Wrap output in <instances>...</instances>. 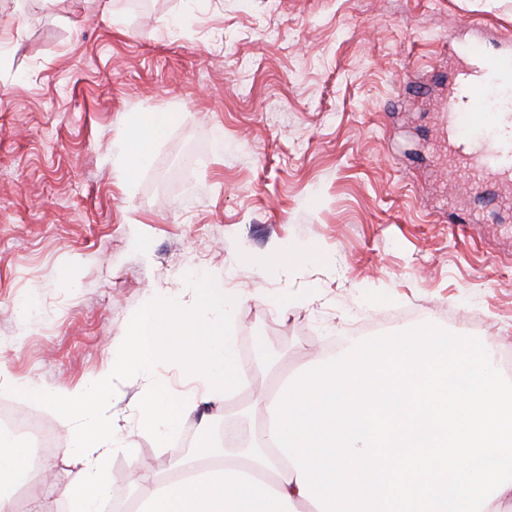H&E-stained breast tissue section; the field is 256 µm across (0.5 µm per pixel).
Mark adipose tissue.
I'll return each mask as SVG.
<instances>
[{
	"mask_svg": "<svg viewBox=\"0 0 512 512\" xmlns=\"http://www.w3.org/2000/svg\"><path fill=\"white\" fill-rule=\"evenodd\" d=\"M171 120L168 112L134 117L114 160L123 179H131L147 161L148 145L165 134ZM230 303L219 275L204 277L183 303L156 294L137 312L127 333L113 337L112 359L93 379L67 389L37 391V398L59 413L62 436L73 439L72 452L82 467L64 488H56L46 467L32 465L26 446L1 435L0 512H13L15 487L28 493L27 512H46L47 502L57 495L66 502L67 512H101L115 453L133 452L137 436L144 433L166 439L181 418L200 405L223 400L246 376L226 327ZM160 364L175 367L194 384V393L175 396L155 375ZM119 378L142 383L138 420L132 427L121 424L110 410L112 385Z\"/></svg>",
	"mask_w": 512,
	"mask_h": 512,
	"instance_id": "1",
	"label": "adipose tissue"
}]
</instances>
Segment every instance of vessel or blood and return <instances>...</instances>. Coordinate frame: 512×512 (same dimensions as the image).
<instances>
[{
	"instance_id": "b4317fda",
	"label": "vessel or blood",
	"mask_w": 512,
	"mask_h": 512,
	"mask_svg": "<svg viewBox=\"0 0 512 512\" xmlns=\"http://www.w3.org/2000/svg\"><path fill=\"white\" fill-rule=\"evenodd\" d=\"M465 62L448 83L441 124L450 166L466 169L474 185H512V102L490 106L491 90L512 78V56L490 53L483 43L465 48Z\"/></svg>"
}]
</instances>
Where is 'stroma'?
I'll return each instance as SVG.
<instances>
[{
	"label": "stroma",
	"instance_id": "1",
	"mask_svg": "<svg viewBox=\"0 0 512 512\" xmlns=\"http://www.w3.org/2000/svg\"><path fill=\"white\" fill-rule=\"evenodd\" d=\"M0 403L93 378L153 294L208 274L249 371L232 397L112 461L132 512L216 426L349 341L431 321L512 348V202L449 173L437 109L447 37L512 54V0H0ZM174 119L131 183L130 119ZM145 239L146 250L135 247ZM289 246L294 264H269Z\"/></svg>",
	"mask_w": 512,
	"mask_h": 512
}]
</instances>
